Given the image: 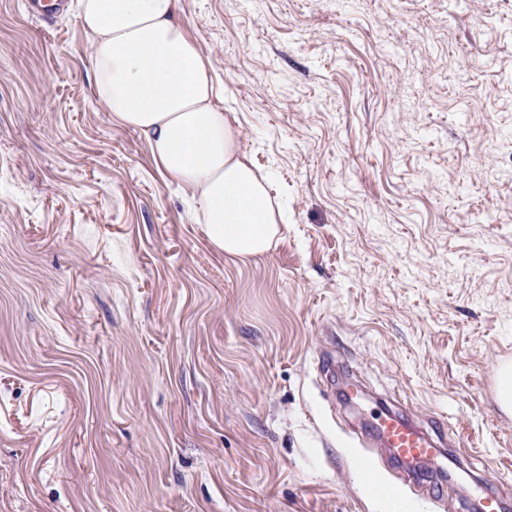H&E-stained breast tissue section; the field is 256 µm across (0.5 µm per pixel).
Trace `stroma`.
<instances>
[{"instance_id": "obj_1", "label": "stroma", "mask_w": 512, "mask_h": 512, "mask_svg": "<svg viewBox=\"0 0 512 512\" xmlns=\"http://www.w3.org/2000/svg\"><path fill=\"white\" fill-rule=\"evenodd\" d=\"M24 4L0 0V512L512 503V0H179L287 200L246 259L97 101L76 6ZM381 400L454 427L446 472L402 484Z\"/></svg>"}]
</instances>
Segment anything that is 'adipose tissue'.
I'll use <instances>...</instances> for the list:
<instances>
[{"instance_id": "obj_1", "label": "adipose tissue", "mask_w": 512, "mask_h": 512, "mask_svg": "<svg viewBox=\"0 0 512 512\" xmlns=\"http://www.w3.org/2000/svg\"><path fill=\"white\" fill-rule=\"evenodd\" d=\"M78 8L91 35L98 100L144 135L156 165L190 190L216 251L266 253L281 207L215 104L209 60L178 20V0H78Z\"/></svg>"}]
</instances>
